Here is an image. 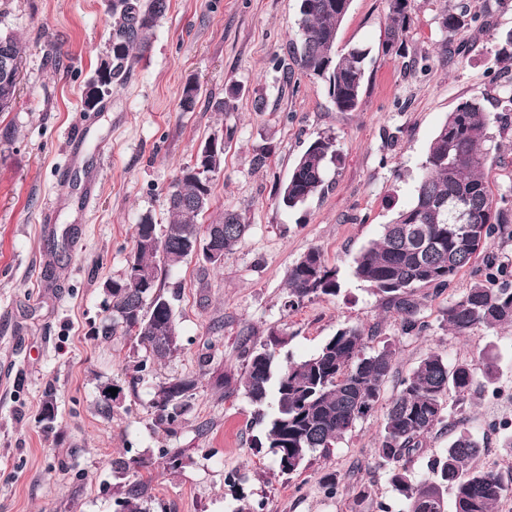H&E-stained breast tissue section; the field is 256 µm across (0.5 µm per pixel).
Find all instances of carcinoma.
<instances>
[{
	"mask_svg": "<svg viewBox=\"0 0 512 512\" xmlns=\"http://www.w3.org/2000/svg\"><path fill=\"white\" fill-rule=\"evenodd\" d=\"M414 0H387L386 50L404 47L412 20ZM169 0H112V67L98 79L102 92L126 72L150 47L157 22ZM348 4L342 0H300L297 53L302 68L324 81L338 112L358 109L371 48L358 44L329 56L337 41ZM480 15L466 9H445L440 29L453 35L479 24ZM497 59L512 65V30L495 37ZM18 82L0 80V112L12 108ZM485 97L473 96L448 113L432 137L412 201L398 209L384 225L379 239L354 257L351 274L383 296L400 322L404 335H418L426 325L414 289L443 290L473 260L492 233L512 237V206L493 199L485 171L496 148L493 132L497 116L486 110ZM340 159L336 137L321 135L294 163L287 182L275 189L279 204L298 210L324 192L327 171ZM224 162V152L208 154L204 161L180 168L168 192V211L174 218L165 234L157 233L151 215L135 227L134 253L123 276L104 283L108 316L95 335L108 339L117 330L133 333L152 358L162 360L179 346L174 318L178 293L165 289V281L195 250L201 232L195 218L211 206V174ZM464 203L470 223L452 222V206ZM223 228L219 255L208 258L214 266L245 237L248 225L234 211H224L216 222ZM144 274L145 287L130 284L132 273ZM504 268L488 267L464 295L445 309L448 330L463 335L481 327L512 324V284L500 277ZM341 289L339 270L326 264L312 248L288 271V306L311 297H335ZM372 337L345 326L327 338L313 354L294 360L281 357L288 343L273 335L269 342L244 349L246 368L224 384L243 391L253 406L252 423L261 427L256 447H266L283 474H294L311 464L314 454H327L378 405L383 387L393 377L390 348L369 346ZM497 379L495 357L482 352L477 361L448 362L436 351L427 353L412 372L396 381L386 404L384 423L373 457L384 469L388 483L404 504V512H492L512 491V473L496 466L474 467L483 438L465 427V418L447 410V398L465 404L476 384ZM190 377H170L155 385L150 407L155 425L166 432L178 427L196 389ZM448 430V447L428 457L426 470L416 476L408 466L424 453L426 438L436 427ZM141 459L114 461V470L130 478L126 496L115 500V512H147L140 500L147 495Z\"/></svg>",
	"mask_w": 512,
	"mask_h": 512,
	"instance_id": "carcinoma-1",
	"label": "carcinoma"
}]
</instances>
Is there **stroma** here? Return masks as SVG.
Listing matches in <instances>:
<instances>
[{"mask_svg": "<svg viewBox=\"0 0 512 512\" xmlns=\"http://www.w3.org/2000/svg\"><path fill=\"white\" fill-rule=\"evenodd\" d=\"M467 5L490 30L446 36L438 16ZM299 0H170L150 51L112 84L99 110L83 105L108 47L110 0H0V33L22 47L16 101L0 112V512H114L128 481L112 470L127 456L149 462L148 512H233L236 495L261 512H379L401 504L372 448L383 409L359 422L310 468L279 473L268 449L255 447L259 429L240 391L225 374L243 373L244 347L271 333L288 337L286 353H314L343 326L374 333L375 346L396 351L394 374L407 376L424 354L449 361L498 353L495 383H480L465 415L485 437L477 466L512 467L501 446L512 433V325L467 335L448 331L443 312L493 261L512 266V240L493 235L472 267L444 291L417 297L427 328L402 334L381 295L350 274L356 254L378 239L395 207L411 202L428 143L449 112L473 96L502 97L512 70L495 55L493 33L512 29V5L499 0H415L400 54L383 47L386 0H352L339 47L372 48L369 78L357 111H336L325 84L306 75L293 54ZM200 88L193 111L180 107L187 82ZM237 88L234 110L211 103ZM335 136L340 164L327 188L298 210L279 205L274 188L318 135ZM498 148L488 164L494 197L512 201V113L495 128ZM225 136L224 164L212 176L213 198L197 221L224 210L249 226L220 267L189 257L166 280L180 347L151 364L132 384L129 365L145 357L124 333L96 338L104 313L103 284L122 276L143 214L158 232L171 217L166 195L196 148ZM272 144L264 168L256 149ZM319 249L340 272L334 297L288 305L289 268ZM193 377L191 409L176 432L153 423L151 390L167 378ZM117 385L121 399L104 415L99 389ZM52 394V428L40 421ZM163 448H180V466L166 467ZM336 474V494L318 482ZM242 476L239 488L230 475ZM370 497L356 504L359 486ZM110 494H103V487Z\"/></svg>", "mask_w": 512, "mask_h": 512, "instance_id": "obj_1", "label": "stroma"}]
</instances>
